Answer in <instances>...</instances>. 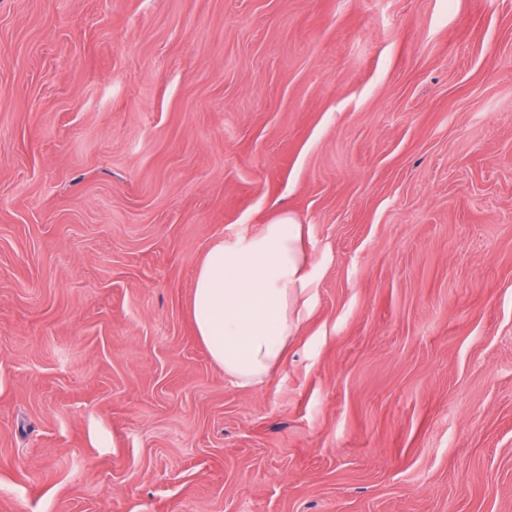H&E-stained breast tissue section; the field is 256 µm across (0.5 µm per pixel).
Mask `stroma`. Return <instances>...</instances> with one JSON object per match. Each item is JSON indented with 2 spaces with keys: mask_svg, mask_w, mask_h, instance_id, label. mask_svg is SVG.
<instances>
[{
  "mask_svg": "<svg viewBox=\"0 0 512 512\" xmlns=\"http://www.w3.org/2000/svg\"><path fill=\"white\" fill-rule=\"evenodd\" d=\"M283 211L240 388L193 279ZM0 512H512V0H0ZM314 285L303 225L286 212L257 234L213 243L197 268L190 315L232 384L259 387L281 367L312 313Z\"/></svg>",
  "mask_w": 512,
  "mask_h": 512,
  "instance_id": "35a3bbf8",
  "label": "stroma"
}]
</instances>
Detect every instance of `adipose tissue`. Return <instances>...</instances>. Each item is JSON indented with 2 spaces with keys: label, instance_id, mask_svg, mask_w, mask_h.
I'll return each mask as SVG.
<instances>
[{
  "label": "adipose tissue",
  "instance_id": "adipose-tissue-1",
  "mask_svg": "<svg viewBox=\"0 0 512 512\" xmlns=\"http://www.w3.org/2000/svg\"><path fill=\"white\" fill-rule=\"evenodd\" d=\"M314 285L303 226L290 214L257 234L213 243L193 281L190 315L232 384L259 387L281 367L312 313Z\"/></svg>",
  "mask_w": 512,
  "mask_h": 512
}]
</instances>
